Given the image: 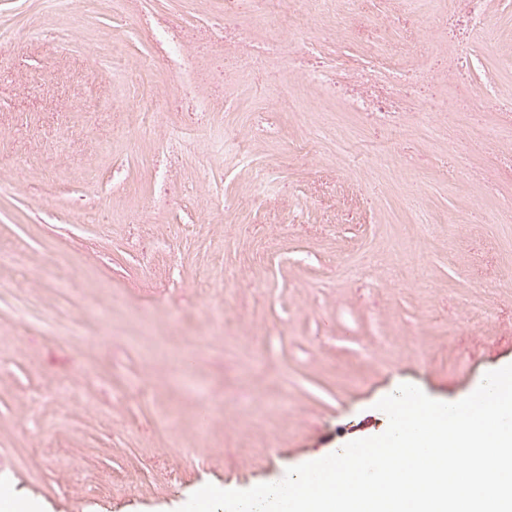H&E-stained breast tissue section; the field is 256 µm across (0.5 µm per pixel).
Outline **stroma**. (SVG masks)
<instances>
[{"mask_svg": "<svg viewBox=\"0 0 512 512\" xmlns=\"http://www.w3.org/2000/svg\"><path fill=\"white\" fill-rule=\"evenodd\" d=\"M306 7L0 0V475L39 512L276 483L512 364V0Z\"/></svg>", "mask_w": 512, "mask_h": 512, "instance_id": "obj_1", "label": "stroma"}]
</instances>
